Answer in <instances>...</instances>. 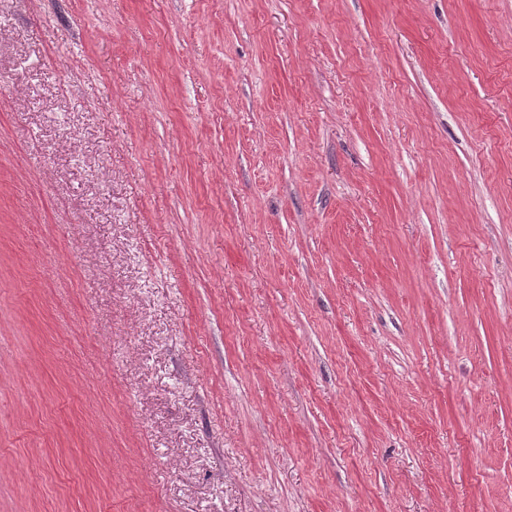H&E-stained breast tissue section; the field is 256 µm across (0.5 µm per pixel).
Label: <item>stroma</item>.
Returning a JSON list of instances; mask_svg holds the SVG:
<instances>
[{"mask_svg":"<svg viewBox=\"0 0 512 512\" xmlns=\"http://www.w3.org/2000/svg\"><path fill=\"white\" fill-rule=\"evenodd\" d=\"M0 512H512V0H0Z\"/></svg>","mask_w":512,"mask_h":512,"instance_id":"obj_1","label":"stroma"}]
</instances>
